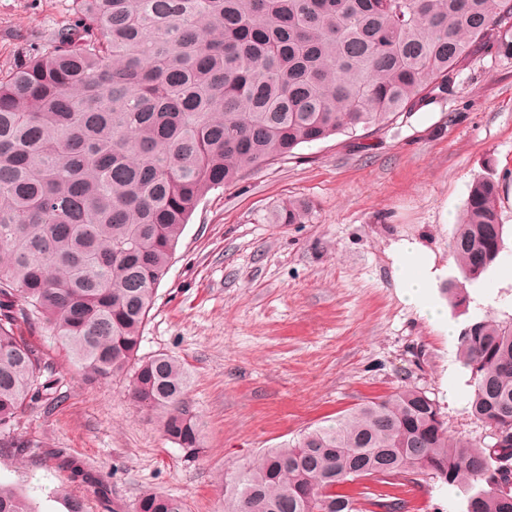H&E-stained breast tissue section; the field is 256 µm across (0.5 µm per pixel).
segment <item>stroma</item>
<instances>
[{"label":"stroma","mask_w":512,"mask_h":512,"mask_svg":"<svg viewBox=\"0 0 512 512\" xmlns=\"http://www.w3.org/2000/svg\"><path fill=\"white\" fill-rule=\"evenodd\" d=\"M72 0H0V69L71 20ZM499 185V264L464 280L449 249L476 177ZM313 206L302 224H274L273 208ZM415 240L435 257L434 298L445 324L403 299L393 250ZM512 57L475 58L447 103L400 113L362 139L335 135L262 166L199 202L156 290L139 357L166 353L191 375L203 424L190 453L167 439L129 397L125 377L82 380L60 343L38 326L23 335L58 371L51 403L22 411L12 438L37 444L18 458L0 447V483L39 512L63 497L102 512L92 488L71 481L64 449L100 478L109 498L133 504L148 489L188 512H223L219 481L259 454L367 400L412 386L435 401L449 434L482 446L489 430L470 413L471 372L448 338L485 315L512 321ZM406 512H462L438 482L407 494Z\"/></svg>","instance_id":"35a3bbf8"}]
</instances>
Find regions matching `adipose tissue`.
Wrapping results in <instances>:
<instances>
[{
	"label": "adipose tissue",
	"mask_w": 512,
	"mask_h": 512,
	"mask_svg": "<svg viewBox=\"0 0 512 512\" xmlns=\"http://www.w3.org/2000/svg\"><path fill=\"white\" fill-rule=\"evenodd\" d=\"M394 279L402 295L432 321L444 318V308L432 297L437 271L433 254L416 241L396 244L393 253Z\"/></svg>",
	"instance_id": "adipose-tissue-1"
}]
</instances>
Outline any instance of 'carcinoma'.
Returning <instances> with one entry per match:
<instances>
[{
  "label": "carcinoma",
  "mask_w": 512,
  "mask_h": 512,
  "mask_svg": "<svg viewBox=\"0 0 512 512\" xmlns=\"http://www.w3.org/2000/svg\"><path fill=\"white\" fill-rule=\"evenodd\" d=\"M73 20L0 70V447L18 414L52 395L53 362L19 325L47 328L90 381L134 366L131 400L190 451L201 426L173 355L136 361L184 226L211 190L298 147L380 128L442 104L462 67L512 56V0H73ZM498 183L476 178L450 241L465 280L500 259ZM312 210L290 200L275 224ZM471 414L495 435L451 437L437 404L404 387L304 432L230 480L224 512H381L430 479L464 512H512V323L484 317L458 339ZM72 481L103 494L83 466ZM0 512H36L0 484ZM134 512H187L141 493Z\"/></svg>",
  "instance_id": "1"
}]
</instances>
